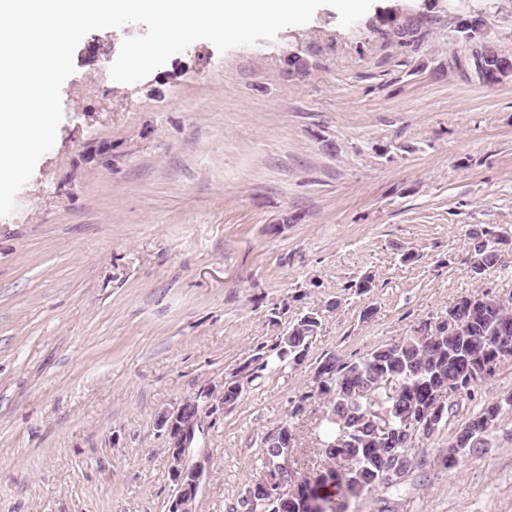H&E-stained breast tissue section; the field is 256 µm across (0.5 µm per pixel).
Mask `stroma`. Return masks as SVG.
I'll list each match as a JSON object with an SVG mask.
<instances>
[{"label":"stroma","mask_w":512,"mask_h":512,"mask_svg":"<svg viewBox=\"0 0 512 512\" xmlns=\"http://www.w3.org/2000/svg\"><path fill=\"white\" fill-rule=\"evenodd\" d=\"M390 7L422 22L418 49L396 43ZM469 12L512 53V0H375L348 28L323 6L253 46L196 41L119 87L110 67L146 25L84 36L56 143L0 216V512H167L157 417L233 379L239 401L196 437L213 454L196 512H241L319 361L512 290V82L454 67L450 31ZM475 227L506 241L479 279ZM364 274L368 293L346 291ZM301 285L289 318L322 316L305 362L247 378L278 333L272 308ZM510 391L507 357L447 429L413 440L399 491L350 512L383 497L391 512H512L511 411L458 467L433 464Z\"/></svg>","instance_id":"1"}]
</instances>
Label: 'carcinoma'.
<instances>
[{
  "label": "carcinoma",
  "instance_id": "carcinoma-1",
  "mask_svg": "<svg viewBox=\"0 0 512 512\" xmlns=\"http://www.w3.org/2000/svg\"><path fill=\"white\" fill-rule=\"evenodd\" d=\"M499 261V249L489 244L481 265L474 267L475 276L481 277ZM320 327L317 312L305 313L239 372L256 379L265 371L303 364L310 338ZM508 355L512 356V292L504 300L462 295L444 313L418 322L407 335L362 358H326L316 366L315 386L302 393L291 411L293 417L305 413L302 403L314 398L327 409L316 437L321 468L304 475L276 467L283 455L299 447L300 435L290 423L279 444L266 448L264 470L249 483L242 504L249 512H348L349 499L389 487L383 479L389 465L404 474L412 467L411 441L402 439L399 429L422 426L439 397L472 399ZM506 406L512 407V393L488 401L464 422L440 464L455 467L485 447L486 436ZM373 411L389 417L390 431L370 425ZM280 480L288 484V492L272 501V484Z\"/></svg>",
  "mask_w": 512,
  "mask_h": 512
}]
</instances>
